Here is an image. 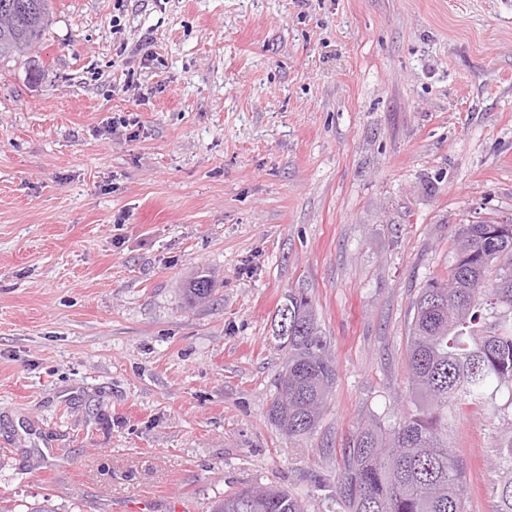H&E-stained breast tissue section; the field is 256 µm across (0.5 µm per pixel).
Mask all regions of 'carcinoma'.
I'll return each mask as SVG.
<instances>
[{"mask_svg":"<svg viewBox=\"0 0 512 512\" xmlns=\"http://www.w3.org/2000/svg\"><path fill=\"white\" fill-rule=\"evenodd\" d=\"M50 0H0V59L28 55L50 21ZM211 278L184 289L188 302L211 297ZM277 335L288 357L275 379L269 418L289 436L313 431L336 384L310 301L288 295L278 309ZM412 389L425 406L385 429L365 422L342 449L336 498L345 512H469L464 469L448 443V410L465 401L496 407L512 398V230L470 224L448 277L420 289L408 345ZM498 512H512V426L495 449ZM212 512H305L286 489L250 487L217 500Z\"/></svg>","mask_w":512,"mask_h":512,"instance_id":"cac0c4a2","label":"carcinoma"}]
</instances>
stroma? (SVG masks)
I'll return each instance as SVG.
<instances>
[{"label": "stroma", "instance_id": "1", "mask_svg": "<svg viewBox=\"0 0 512 512\" xmlns=\"http://www.w3.org/2000/svg\"><path fill=\"white\" fill-rule=\"evenodd\" d=\"M38 57L0 60V505L344 512L359 423L422 403L419 289L512 220V0H52ZM292 294L338 374L296 438L268 416ZM499 427L448 424L471 512ZM212 512H306L301 499L286 489L250 487L217 500Z\"/></svg>", "mask_w": 512, "mask_h": 512}]
</instances>
